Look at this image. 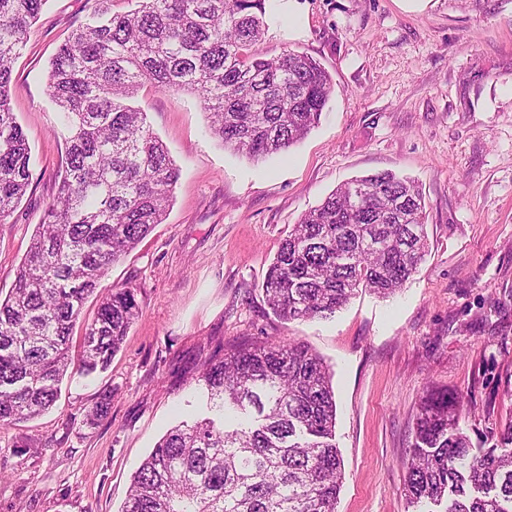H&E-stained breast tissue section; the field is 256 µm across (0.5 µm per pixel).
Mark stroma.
I'll return each instance as SVG.
<instances>
[{"label": "stroma", "mask_w": 512, "mask_h": 512, "mask_svg": "<svg viewBox=\"0 0 512 512\" xmlns=\"http://www.w3.org/2000/svg\"><path fill=\"white\" fill-rule=\"evenodd\" d=\"M95 0H47L12 68L31 184L0 224L9 291L57 190L66 134L50 61ZM257 50H297L331 75L319 123L256 163L208 131L196 95L143 87L138 105L181 170L164 223L102 279L139 315L109 369L65 378L40 417L0 426V512H121L173 425L209 415L199 377L230 347L302 343L328 365L343 459L337 512H412L402 492L427 387L462 392L460 425L493 446L512 421V0H268ZM392 170L426 203L428 253L395 294L362 292L328 319L283 322L262 282L300 217L337 187ZM111 393L106 418L86 415Z\"/></svg>", "instance_id": "obj_1"}]
</instances>
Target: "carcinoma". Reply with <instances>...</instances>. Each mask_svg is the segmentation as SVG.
<instances>
[{
    "mask_svg": "<svg viewBox=\"0 0 512 512\" xmlns=\"http://www.w3.org/2000/svg\"><path fill=\"white\" fill-rule=\"evenodd\" d=\"M47 0H0V223L31 184L29 144L11 112L12 62ZM101 0L51 60L47 91L68 132L58 190L0 298V425L53 406L69 372L108 368L139 313L134 290L101 296L109 267L165 221L180 170L132 105L139 89L196 94L211 134L253 160L287 152L320 120L328 72L296 51H252L266 0ZM422 193L392 171L355 177L305 213L263 290L281 320L327 319L356 291L400 290L427 252ZM213 407L169 429L135 472L121 512H336L342 457L324 360L300 343L232 348L201 375ZM463 398L428 389L415 415L403 492L441 512H512V422L473 451Z\"/></svg>",
    "mask_w": 512,
    "mask_h": 512,
    "instance_id": "cac0c4a2",
    "label": "carcinoma"
}]
</instances>
